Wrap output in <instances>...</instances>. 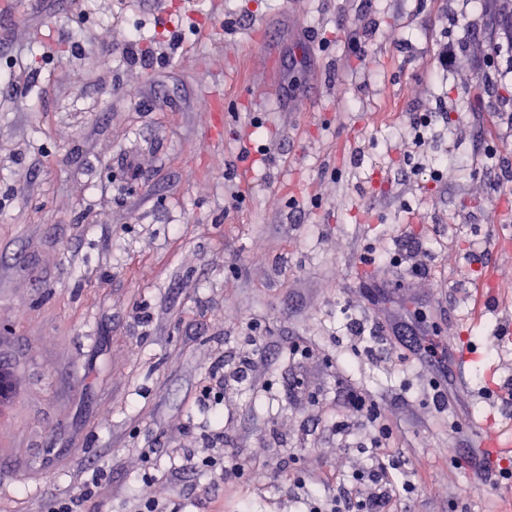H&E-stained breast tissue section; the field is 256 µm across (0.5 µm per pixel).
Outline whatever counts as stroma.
I'll return each instance as SVG.
<instances>
[{
    "label": "stroma",
    "mask_w": 512,
    "mask_h": 512,
    "mask_svg": "<svg viewBox=\"0 0 512 512\" xmlns=\"http://www.w3.org/2000/svg\"><path fill=\"white\" fill-rule=\"evenodd\" d=\"M511 16L512 0H0V512H47L99 473L112 512H306L369 462L351 387L405 460L398 512H512V478L480 480L471 438L512 430L494 405L512 387V50L485 63ZM129 29L150 60L121 52ZM445 42L462 52L444 71ZM380 252L392 264H366ZM401 322L466 359V396L402 359ZM247 354L255 382L197 400ZM217 432L260 472L200 468ZM214 370L199 386L198 399L200 402H213L221 404L224 401V386L226 385V376L222 368V373Z\"/></svg>",
    "instance_id": "obj_1"
}]
</instances>
